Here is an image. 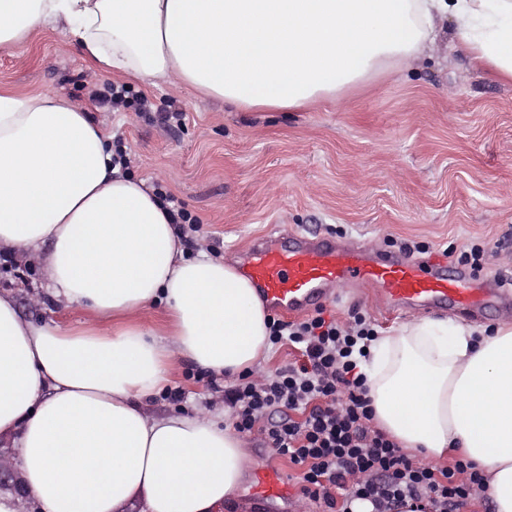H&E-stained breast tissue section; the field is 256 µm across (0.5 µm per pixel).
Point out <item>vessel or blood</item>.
I'll return each mask as SVG.
<instances>
[{
	"label": "vessel or blood",
	"instance_id": "obj_1",
	"mask_svg": "<svg viewBox=\"0 0 512 512\" xmlns=\"http://www.w3.org/2000/svg\"><path fill=\"white\" fill-rule=\"evenodd\" d=\"M268 306L279 312L303 313L325 296L349 284L375 288L392 305L437 307L462 313L493 306L503 298L499 282L476 284L463 268L421 264L408 258L345 248L319 234H292L286 242L254 245L243 266ZM281 469L269 466L255 476L253 498L288 497Z\"/></svg>",
	"mask_w": 512,
	"mask_h": 512
}]
</instances>
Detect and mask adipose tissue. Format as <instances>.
<instances>
[{"label": "adipose tissue", "instance_id": "ef3b65f1", "mask_svg": "<svg viewBox=\"0 0 512 512\" xmlns=\"http://www.w3.org/2000/svg\"><path fill=\"white\" fill-rule=\"evenodd\" d=\"M440 18L512 83V0H0V48L59 26L91 77L300 111L416 61ZM0 250L37 264L48 288L30 299L57 313L24 319L0 291V440L26 488L0 495V512L234 503L254 460L231 420L149 402L183 358L259 373L270 315L234 265L185 255L170 204L113 166L84 104L0 89ZM367 352L377 429L424 461L475 463L495 512H512V321L411 317Z\"/></svg>", "mask_w": 512, "mask_h": 512}]
</instances>
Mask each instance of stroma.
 Returning a JSON list of instances; mask_svg holds the SVG:
<instances>
[{
  "instance_id": "stroma-1",
  "label": "stroma",
  "mask_w": 512,
  "mask_h": 512,
  "mask_svg": "<svg viewBox=\"0 0 512 512\" xmlns=\"http://www.w3.org/2000/svg\"><path fill=\"white\" fill-rule=\"evenodd\" d=\"M93 87L79 46L62 31L0 51V88L88 103L113 148L130 152L129 173L160 185L199 221V232L182 240L187 252L203 245L232 263L270 234L319 232L380 254L439 255L454 265L480 244L488 255L478 279L512 280V84L476 70L463 45L440 39L418 61L372 74L304 112H244L187 87L138 83L150 104L142 112L101 104ZM171 107L185 111L181 125L162 121ZM42 286L37 269L0 254V290H16L21 317L51 319L49 307L29 299ZM322 308L342 324L363 315L378 332L416 314L368 287L345 289ZM174 387L182 402L162 396L152 411H191L213 393L210 372L189 361ZM248 445L256 469L279 466L293 489L260 503L245 491L224 512H296L297 468L260 435Z\"/></svg>"
}]
</instances>
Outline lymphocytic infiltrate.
<instances>
[{"instance_id":"1","label":"lymphocytic infiltrate","mask_w":512,"mask_h":512,"mask_svg":"<svg viewBox=\"0 0 512 512\" xmlns=\"http://www.w3.org/2000/svg\"><path fill=\"white\" fill-rule=\"evenodd\" d=\"M373 336L361 316L346 327L320 314L273 321L269 343L295 346L301 357L274 376L243 374L225 385L234 425L245 434L261 430L298 468L302 497L328 512H351L357 500L374 512H460L484 485L473 463L458 460L434 473L371 426L359 357ZM300 409L304 418L294 420Z\"/></svg>"}]
</instances>
